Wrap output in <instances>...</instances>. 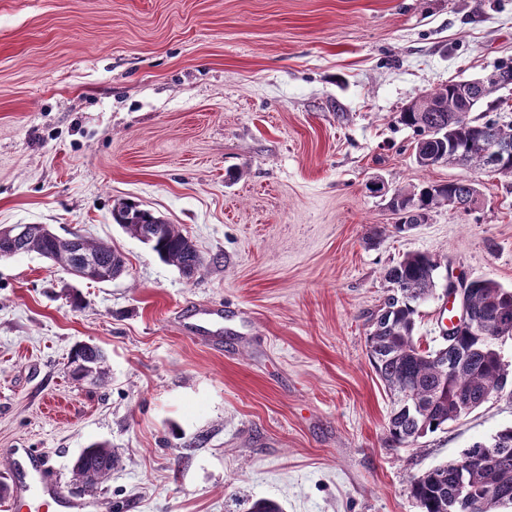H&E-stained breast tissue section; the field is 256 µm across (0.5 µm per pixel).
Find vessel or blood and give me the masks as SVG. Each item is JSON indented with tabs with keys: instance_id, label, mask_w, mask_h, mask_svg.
Segmentation results:
<instances>
[{
	"instance_id": "vessel-or-blood-1",
	"label": "vessel or blood",
	"mask_w": 512,
	"mask_h": 512,
	"mask_svg": "<svg viewBox=\"0 0 512 512\" xmlns=\"http://www.w3.org/2000/svg\"><path fill=\"white\" fill-rule=\"evenodd\" d=\"M15 455L14 469L0 475V480L10 488L8 498L0 502V512H14L18 504L32 497L45 504L49 512H82L83 503L64 495L58 483L50 478L47 457L27 448L16 449Z\"/></svg>"
}]
</instances>
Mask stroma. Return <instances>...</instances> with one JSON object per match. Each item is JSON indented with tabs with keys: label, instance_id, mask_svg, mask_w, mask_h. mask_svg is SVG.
<instances>
[{
	"label": "stroma",
	"instance_id": "1",
	"mask_svg": "<svg viewBox=\"0 0 512 512\" xmlns=\"http://www.w3.org/2000/svg\"><path fill=\"white\" fill-rule=\"evenodd\" d=\"M512 61V0H0V225L121 251L89 283L0 259V468L32 448L88 512H418L410 478L512 426V391L410 448L367 356L405 255L439 259L415 338L442 344L449 272L512 289V175L399 233L370 192L471 178L418 166L398 116ZM132 199L179 227L193 278L112 221ZM223 318L193 329L195 308ZM98 345L105 383L68 374ZM121 458L95 489L83 450ZM76 238H79L80 249L92 259L99 276H108L112 280V277L116 278L123 274L125 258L118 250L105 243L96 242L81 235H75V238H71V240L76 241ZM119 463V455L109 445L93 443L85 448L82 457L76 460L72 469L73 481L85 488H96L108 479Z\"/></svg>",
	"mask_w": 512,
	"mask_h": 512
}]
</instances>
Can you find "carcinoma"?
<instances>
[{"instance_id":"cac0c4a2","label":"carcinoma","mask_w":512,"mask_h":512,"mask_svg":"<svg viewBox=\"0 0 512 512\" xmlns=\"http://www.w3.org/2000/svg\"><path fill=\"white\" fill-rule=\"evenodd\" d=\"M500 86L489 83L480 98L468 102L457 93L453 82L415 100L399 115V121L415 135L414 156L422 168L446 163L464 166L478 174L491 173L485 154L491 142L509 147L502 160L505 174H512V124L504 126L490 116L499 108L473 117ZM474 183L451 180L400 188L393 192L389 209L397 216L394 228L409 231L425 222L429 213L448 205L454 198L464 204L472 201ZM112 218L133 238L148 245L163 262L191 277L202 265L196 245L176 225L154 215L135 202H123L112 211ZM81 250L96 266L98 275L116 278L125 270V258L111 246L79 237ZM36 252L63 269L74 262L70 239L49 233L34 224L16 253ZM440 262L426 253H411L384 274L391 285L381 307L368 317L366 347L372 368L393 397L387 435L392 446L409 448L418 439L443 429L461 416L480 407L486 397L502 392L512 372L501 356L497 343L512 337V289L492 279L472 281L468 300L478 319L491 330L477 334L458 331L436 349H423L415 340L416 317L420 303L433 295L435 272ZM106 356L97 346L79 343L68 362L73 379L102 381L106 376ZM494 452L471 463V449L459 458L413 476L407 485L409 496L419 512H512V427L498 431L487 441ZM120 457L105 443H94L77 459L72 478L95 488L117 468ZM495 489L498 498L485 493Z\"/></svg>"}]
</instances>
